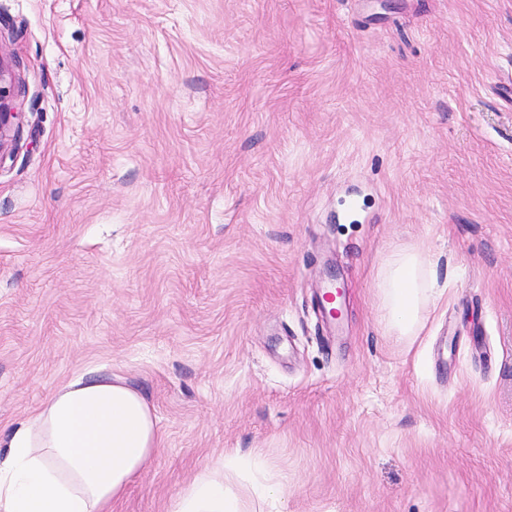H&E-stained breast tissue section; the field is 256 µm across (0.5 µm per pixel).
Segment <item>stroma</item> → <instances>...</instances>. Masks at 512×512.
Masks as SVG:
<instances>
[{
	"instance_id": "stroma-1",
	"label": "stroma",
	"mask_w": 512,
	"mask_h": 512,
	"mask_svg": "<svg viewBox=\"0 0 512 512\" xmlns=\"http://www.w3.org/2000/svg\"><path fill=\"white\" fill-rule=\"evenodd\" d=\"M0 56L1 429L112 371L161 444L111 512L227 458L250 512H512V0H0ZM12 83V73L9 62L0 56V165L2 162V150L10 137L15 126L19 128L21 115L18 107L13 100L10 85ZM431 263L417 250H400L383 264L378 288L384 318L400 336H414L431 301L434 288Z\"/></svg>"
}]
</instances>
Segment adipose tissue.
Instances as JSON below:
<instances>
[{"mask_svg": "<svg viewBox=\"0 0 512 512\" xmlns=\"http://www.w3.org/2000/svg\"><path fill=\"white\" fill-rule=\"evenodd\" d=\"M429 261L400 250L378 276L384 318L415 335L434 288ZM159 445L147 399L119 374L82 373L32 416L0 434V512H107ZM168 512H248L208 466L172 499Z\"/></svg>", "mask_w": 512, "mask_h": 512, "instance_id": "ef3b65f1", "label": "adipose tissue"}]
</instances>
